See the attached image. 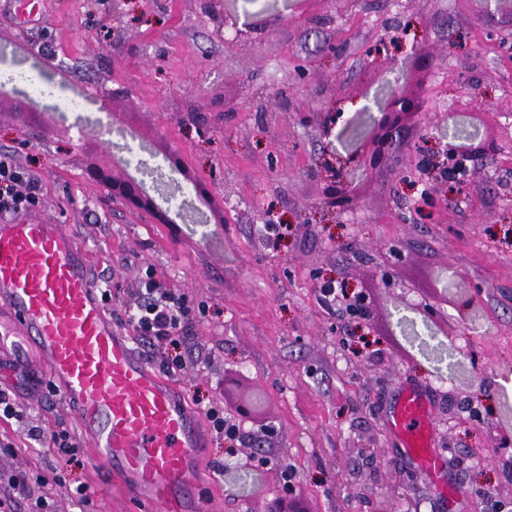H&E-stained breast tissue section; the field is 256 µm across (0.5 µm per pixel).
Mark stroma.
<instances>
[{"label":"stroma","instance_id":"stroma-1","mask_svg":"<svg viewBox=\"0 0 512 512\" xmlns=\"http://www.w3.org/2000/svg\"><path fill=\"white\" fill-rule=\"evenodd\" d=\"M209 0H40L33 20L0 0V66L64 79L86 95L100 130L79 133L77 118L56 112L24 87L0 96V152L41 183L30 215L54 218L91 258V275H112L121 305H107L124 334L123 306L136 301L143 271L180 288L200 313L188 357L169 379L187 406L220 400L249 437L268 451L248 462L246 445L201 428L208 465L197 493L205 512H259L282 494L290 468L308 512H496L512 497L498 486L512 475L495 462L512 457L500 443L512 425V148L486 156L466 190L428 188L439 206L418 210L397 172H357L356 209L320 204L326 142L316 122L350 100L386 98L385 69L365 49L397 28L406 42L439 55L423 94L449 132L512 139V39L478 26L466 0H228V12H264L238 41L218 36ZM340 45L339 55L327 47ZM479 88L490 106L479 126L444 103ZM113 91L101 101L100 90ZM153 153L178 148L224 209L222 225L186 224L180 232L107 201L84 174L95 162L124 172V134ZM282 225L276 244L266 223ZM331 278L369 295L371 317L357 326L327 308L318 287ZM478 309L465 332L449 336L461 291ZM429 396L432 439L456 490L443 500L401 454L388 424L399 387ZM8 391L22 421L0 423V494L18 470L49 477L32 497L52 496L55 512H152L135 486L103 479L101 461L69 417L50 379L29 390L16 374ZM260 396V413L240 404ZM66 430L82 450L61 464L26 439L23 421Z\"/></svg>","mask_w":512,"mask_h":512}]
</instances>
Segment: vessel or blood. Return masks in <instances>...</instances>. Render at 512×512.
<instances>
[{
  "instance_id": "obj_1",
  "label": "vessel or blood",
  "mask_w": 512,
  "mask_h": 512,
  "mask_svg": "<svg viewBox=\"0 0 512 512\" xmlns=\"http://www.w3.org/2000/svg\"><path fill=\"white\" fill-rule=\"evenodd\" d=\"M34 348L33 370L59 383L71 419L105 477L137 481L155 512H199L204 469L198 421L174 386L145 361L106 313L88 254L54 219L0 222V321ZM405 455L428 481L442 456L424 393L402 386L389 416Z\"/></svg>"
}]
</instances>
